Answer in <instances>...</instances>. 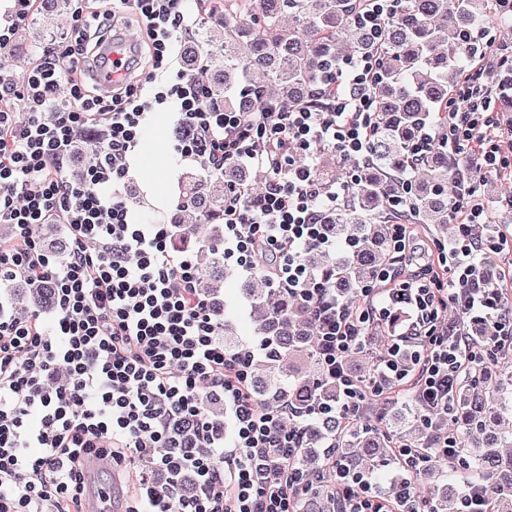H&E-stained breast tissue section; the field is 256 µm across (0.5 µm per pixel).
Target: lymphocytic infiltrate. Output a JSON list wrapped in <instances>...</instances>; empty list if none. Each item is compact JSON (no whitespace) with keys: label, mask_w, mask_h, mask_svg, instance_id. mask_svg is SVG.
Returning a JSON list of instances; mask_svg holds the SVG:
<instances>
[{"label":"lymphocytic infiltrate","mask_w":512,"mask_h":512,"mask_svg":"<svg viewBox=\"0 0 512 512\" xmlns=\"http://www.w3.org/2000/svg\"><path fill=\"white\" fill-rule=\"evenodd\" d=\"M63 45L45 51L23 82L0 71V288L25 276L47 283L53 317L0 309V512H84L92 459L113 481L133 477L121 512H298L307 488L286 463L303 444L306 414L288 404L266 410L252 366L268 356L257 339L224 345V326L195 288L196 269L175 253L167 224L139 223L121 186L150 111H176L181 158L211 174L254 169L260 190L229 187L225 259L260 273L270 287L312 309L324 375L341 396L334 419L349 424L368 400L409 391L431 412L477 360L512 350V304L494 260L512 232L494 227L477 193L480 172L457 169L449 183L448 239L420 244L411 223L389 226L392 258L355 299L315 278L304 255L330 251L328 214L348 205L350 181H324L326 148L347 162L367 160L376 134L370 95L375 65L350 59L346 86L325 108L262 104L227 112L206 102L197 74L176 69L175 45L191 20L183 0H77ZM133 16L140 38L128 74L101 98L94 70L101 48ZM465 90L448 103L446 124L429 126L423 146L478 151L488 167H512V134L490 110L486 69L465 66ZM101 128L93 163L79 182L63 170L74 137ZM63 224L71 245L48 255L35 228ZM402 321L380 358L378 385L359 384L347 356L367 326ZM492 323L485 341L473 321ZM221 404L213 423L203 399ZM338 512H391L372 478L331 471Z\"/></svg>","instance_id":"obj_1"}]
</instances>
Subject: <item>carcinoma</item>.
Wrapping results in <instances>:
<instances>
[{
    "label": "carcinoma",
    "instance_id": "1",
    "mask_svg": "<svg viewBox=\"0 0 512 512\" xmlns=\"http://www.w3.org/2000/svg\"><path fill=\"white\" fill-rule=\"evenodd\" d=\"M31 27L18 37L42 42L54 30L57 16L72 13V0H35ZM210 14L202 40L189 41L180 61L187 70L203 64L210 77L204 83L207 100L232 112H252L267 101L288 105L321 106L336 91L344 62L368 55L377 60L372 87L377 134L373 156L349 171L323 161L321 173L329 179L354 174L352 201L328 214L326 231L351 242L341 256L312 251L306 262L321 277L336 276V294L352 299L390 259L389 231L383 220L395 218L396 203L406 200L405 217L415 224L448 226V175L464 164L437 145L426 152L419 177L405 169L420 129L444 123L448 98L457 94L455 84L463 59L470 55L462 32L479 24L490 29L506 27L495 0H393L382 37L374 38L358 19L365 0H198ZM496 111L512 112V75L503 77ZM73 175L91 162L90 145L83 139L71 147ZM250 182L248 170L224 166V174L208 176L188 171L177 207L192 210L198 223L210 225L197 249L196 288L209 299L216 320L224 323V345L239 346L233 320L222 300L224 255L218 249L223 233L224 194L233 184ZM43 246L64 253L56 224L41 225ZM17 311L23 316L52 306L50 286L24 277L13 288ZM249 327L252 335L270 344V355L253 375V389L263 406L275 409L288 402L299 412L315 411L318 417L306 427L303 448L291 460L296 474L313 482L299 501L300 512H335V499L315 483L327 471L329 456L355 471L377 474L389 462L403 465L397 443L420 449L429 457L423 475L433 479L431 496L415 505L404 503L392 483L384 496L395 501L396 512H457L461 496L474 473L491 480V512H512V355L480 367L479 380H469L450 400L463 442L453 470L457 486L448 485V463L432 444V428L444 418L429 414L410 398L394 412V426L372 427L358 420L341 430L323 413L334 405L336 385L320 369L313 337V314L288 294L273 288L249 286ZM352 372L364 381L379 379L373 354ZM334 442V450L327 449Z\"/></svg>",
    "mask_w": 512,
    "mask_h": 512
}]
</instances>
